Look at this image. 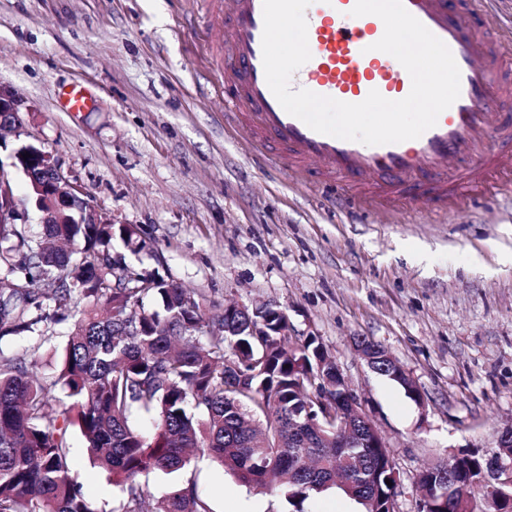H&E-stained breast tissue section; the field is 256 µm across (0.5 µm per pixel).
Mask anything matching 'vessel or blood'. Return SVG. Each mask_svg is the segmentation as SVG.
<instances>
[{
	"mask_svg": "<svg viewBox=\"0 0 512 512\" xmlns=\"http://www.w3.org/2000/svg\"><path fill=\"white\" fill-rule=\"evenodd\" d=\"M405 8L450 49L461 73L459 98L434 127L401 143L365 145L318 133L289 115L270 91L262 62V0H216L228 36L223 44L227 125L269 149L294 173L314 171L320 184L348 188L352 202L426 200L437 212L474 189L512 174V73L489 0H403ZM355 0H312L305 12L310 60L291 78L334 99L358 103L371 90L400 100L411 78L392 56L374 50L384 34L374 15L352 16ZM70 112L93 103L83 84L62 91Z\"/></svg>",
	"mask_w": 512,
	"mask_h": 512,
	"instance_id": "vessel-or-blood-1",
	"label": "vessel or blood"
}]
</instances>
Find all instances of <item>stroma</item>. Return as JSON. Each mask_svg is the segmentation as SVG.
Masks as SVG:
<instances>
[{"mask_svg": "<svg viewBox=\"0 0 512 512\" xmlns=\"http://www.w3.org/2000/svg\"><path fill=\"white\" fill-rule=\"evenodd\" d=\"M224 24L204 0H0V86L24 103L0 161L45 147L94 205L144 241L127 268L215 306L271 304L288 341L335 358L400 473L398 512H420L426 465L512 424V190L441 216L421 200L355 211L263 158L224 125L209 46ZM94 105L60 110L61 86ZM382 345L418 398L373 373L354 341ZM74 479L97 512L120 496L74 436ZM213 512H289L278 487L244 485L208 457L183 473Z\"/></svg>", "mask_w": 512, "mask_h": 512, "instance_id": "35a3bbf8", "label": "stroma"}]
</instances>
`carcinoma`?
Listing matches in <instances>:
<instances>
[{
    "label": "carcinoma",
    "mask_w": 512,
    "mask_h": 512,
    "mask_svg": "<svg viewBox=\"0 0 512 512\" xmlns=\"http://www.w3.org/2000/svg\"><path fill=\"white\" fill-rule=\"evenodd\" d=\"M0 224V341L25 337L22 356L0 350V512H95L72 477V432L85 439L93 462L112 473L122 498L110 512H213L189 480L153 499L139 483L152 470L176 473L200 452L244 484L281 480L285 500L303 512L312 493L330 488L363 506L387 509L397 472L387 448H371L367 418L352 419L361 437L336 442V428L305 424L310 379L336 372L314 336L293 347L274 330L257 340L249 318L224 324L205 318L204 298L152 276L141 288L112 287V239L143 249L137 232L120 224ZM67 324L56 377L46 382L36 353ZM249 374L254 394L241 393L224 359ZM61 387L69 404L52 406ZM138 411L156 421L147 440L131 421ZM512 465V439L491 461L478 451L430 464L418 476L426 512H512L505 488L484 484L492 464ZM391 484H386L385 480Z\"/></svg>",
    "instance_id": "1"
}]
</instances>
